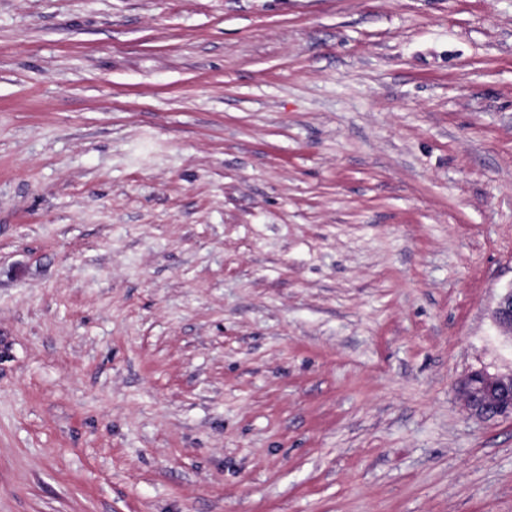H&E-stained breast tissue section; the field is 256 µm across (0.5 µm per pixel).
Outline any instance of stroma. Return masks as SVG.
I'll use <instances>...</instances> for the list:
<instances>
[{
	"mask_svg": "<svg viewBox=\"0 0 512 512\" xmlns=\"http://www.w3.org/2000/svg\"><path fill=\"white\" fill-rule=\"evenodd\" d=\"M512 0H0V512H512ZM492 318L500 333L512 342V286L500 295ZM469 415L481 419L512 418V372L474 370L457 384Z\"/></svg>",
	"mask_w": 512,
	"mask_h": 512,
	"instance_id": "35a3bbf8",
	"label": "stroma"
}]
</instances>
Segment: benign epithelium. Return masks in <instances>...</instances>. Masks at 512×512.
<instances>
[{"label": "benign epithelium", "instance_id": "7a95c632", "mask_svg": "<svg viewBox=\"0 0 512 512\" xmlns=\"http://www.w3.org/2000/svg\"><path fill=\"white\" fill-rule=\"evenodd\" d=\"M492 318L500 333L512 340V287L500 295ZM457 389L469 415L481 419L512 418V372L474 370L459 380Z\"/></svg>", "mask_w": 512, "mask_h": 512}]
</instances>
